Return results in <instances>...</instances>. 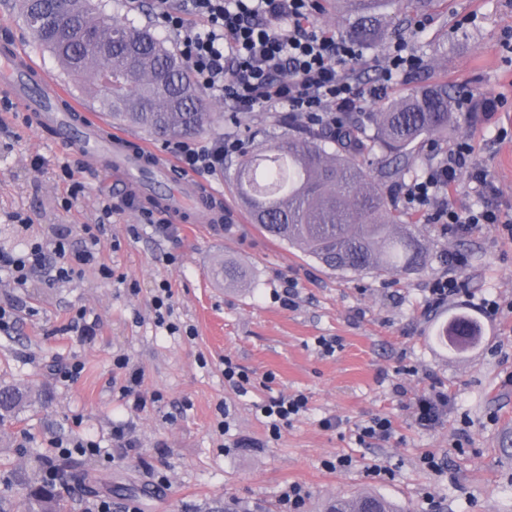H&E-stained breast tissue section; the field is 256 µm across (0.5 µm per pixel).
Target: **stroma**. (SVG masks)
I'll use <instances>...</instances> for the list:
<instances>
[{
  "label": "stroma",
  "instance_id": "1",
  "mask_svg": "<svg viewBox=\"0 0 512 512\" xmlns=\"http://www.w3.org/2000/svg\"><path fill=\"white\" fill-rule=\"evenodd\" d=\"M103 2L113 17L150 26L176 47L153 0ZM427 19L422 27L390 28L386 45L405 41L419 63L361 109L383 111L439 82L458 101V123L447 138L414 144L413 166L393 170L383 187L390 193L422 177L467 139L494 189L482 192L465 174L452 201L512 214V0H440ZM6 40L24 45L70 99L96 106L93 82H72L37 46L15 0H0V42ZM209 104L214 121L194 138L202 147L223 137L270 142L302 123L284 108L236 112L215 98ZM196 179L220 193L222 223L206 224L200 215L179 237L158 236L143 219L153 202L145 191L134 207L104 217V206L127 192L122 179L56 146L25 112L0 110V250L101 221V260L114 275L104 280L89 266L51 286L0 280V306L15 316L12 328L0 331V386L33 393L16 421L0 428V472L16 484L5 512H27L24 480L40 457L51 458L69 485V512H86L97 499L110 501L112 512L134 505L140 512H280V495L294 482L307 493L303 512H325L330 501L362 490L401 512H512V311L484 307L488 299L512 302V234L498 224L461 233L417 212L424 268L391 279L333 271L252 224L237 199L233 167ZM74 180L83 191L72 199ZM13 212L28 225L9 221ZM455 255L465 264L452 266ZM225 262L244 272L242 283L225 281ZM451 273L461 292L429 307L430 288ZM162 283L171 288L176 334L156 319L153 297ZM79 310L97 319L96 335L64 331ZM456 313L480 327V342L462 352L435 339ZM186 326L194 336L183 334ZM326 339L333 352L325 351ZM119 356L128 369L115 366ZM76 361L84 365L76 382L51 372ZM228 361L248 373L247 392L225 382ZM132 368L142 379L126 394ZM435 386L447 392L448 409L424 426L412 410ZM297 394L306 397V411L271 438L259 404ZM140 398L147 405L138 409ZM374 417L390 420L391 439L359 444L357 425ZM325 418L336 427L323 428ZM223 421L230 425L224 435ZM125 423L137 442L130 451L112 445L113 426ZM58 435L98 441L103 451L58 453L50 445ZM342 457L351 458L350 467H336Z\"/></svg>",
  "mask_w": 512,
  "mask_h": 512
}]
</instances>
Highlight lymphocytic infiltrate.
I'll list each match as a JSON object with an SVG mask.
<instances>
[{
	"label": "lymphocytic infiltrate",
	"instance_id": "lymphocytic-infiltrate-1",
	"mask_svg": "<svg viewBox=\"0 0 512 512\" xmlns=\"http://www.w3.org/2000/svg\"><path fill=\"white\" fill-rule=\"evenodd\" d=\"M314 0H156L166 28L177 37L179 53L196 84L238 112L255 107L287 108L315 126L335 127L336 115L365 97L377 98L399 75L416 66L404 43L392 46L380 70V81L364 87L355 74L363 55L352 43L314 25ZM237 140L223 138L202 149L180 142L176 158L183 170L214 173L236 153ZM480 185L487 173L477 168L471 143L460 141L426 177L399 187L395 196L406 207L426 213L429 221L450 224L461 232L477 224L512 225V216L488 207L460 211L448 194L463 169ZM100 224L81 227L82 241L68 232L51 242L31 239L22 251H0V276L16 287L46 275L49 282H68L87 266L100 265Z\"/></svg>",
	"mask_w": 512,
	"mask_h": 512
}]
</instances>
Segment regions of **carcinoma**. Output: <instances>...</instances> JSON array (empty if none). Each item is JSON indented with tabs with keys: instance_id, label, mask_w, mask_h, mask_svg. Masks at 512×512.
<instances>
[{
	"instance_id": "cac0c4a2",
	"label": "carcinoma",
	"mask_w": 512,
	"mask_h": 512,
	"mask_svg": "<svg viewBox=\"0 0 512 512\" xmlns=\"http://www.w3.org/2000/svg\"><path fill=\"white\" fill-rule=\"evenodd\" d=\"M350 40L383 45L393 19L409 21L435 9L438 0H332ZM37 44L67 75L96 69L101 105L130 127L158 139L197 134L210 123L206 96L188 63L146 26L117 20L92 0H19ZM456 123L445 84H429L390 103L382 112H346L336 127L290 133L268 146L238 154L234 180L252 223L273 238L296 245L332 270L373 271L392 277L424 265L422 239L398 229L402 214L369 178L362 160L378 156L385 169L410 163V146L448 136ZM336 150L330 152L327 146ZM478 339L477 325L458 317L438 334ZM23 393L0 387V426L13 420ZM47 469L27 479L28 512H65ZM329 512H395L384 498L338 497Z\"/></svg>"
}]
</instances>
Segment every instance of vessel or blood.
I'll return each instance as SVG.
<instances>
[{"mask_svg":"<svg viewBox=\"0 0 512 512\" xmlns=\"http://www.w3.org/2000/svg\"><path fill=\"white\" fill-rule=\"evenodd\" d=\"M0 82L10 86L17 101L26 102L37 125L49 131L54 142L69 146L88 160L99 161L102 153H109L108 171L117 175L140 169L144 159H151L164 181L177 184L178 189L163 195L162 208L175 219L190 215L197 201L203 200L206 190L188 179L176 165L162 158H150L148 148L131 142L120 132L104 136L98 119L75 103L47 76L39 74L25 50L17 44L0 47Z\"/></svg>","mask_w":512,"mask_h":512,"instance_id":"vessel-or-blood-1","label":"vessel or blood"}]
</instances>
